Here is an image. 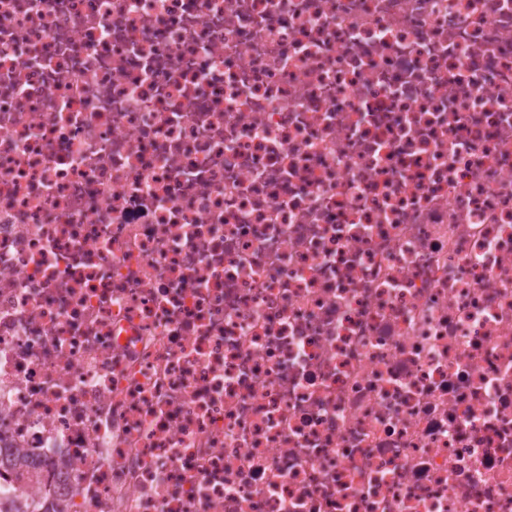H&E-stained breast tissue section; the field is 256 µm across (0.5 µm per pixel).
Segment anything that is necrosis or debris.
<instances>
[{"instance_id": "necrosis-or-debris-1", "label": "necrosis or debris", "mask_w": 512, "mask_h": 512, "mask_svg": "<svg viewBox=\"0 0 512 512\" xmlns=\"http://www.w3.org/2000/svg\"><path fill=\"white\" fill-rule=\"evenodd\" d=\"M0 500L512 512V0H0Z\"/></svg>"}]
</instances>
